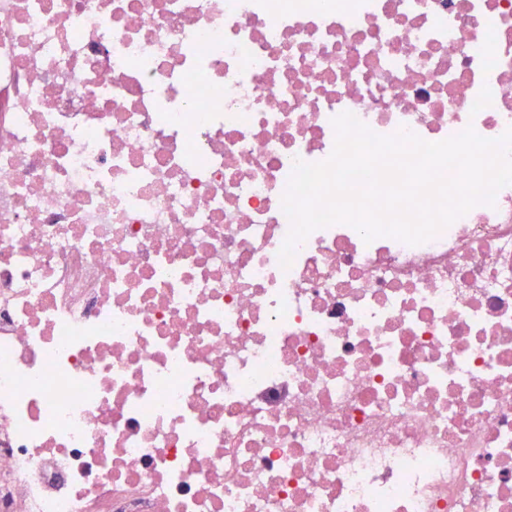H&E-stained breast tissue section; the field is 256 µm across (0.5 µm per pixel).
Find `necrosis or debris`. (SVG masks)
Here are the masks:
<instances>
[{
    "label": "necrosis or debris",
    "mask_w": 512,
    "mask_h": 512,
    "mask_svg": "<svg viewBox=\"0 0 512 512\" xmlns=\"http://www.w3.org/2000/svg\"><path fill=\"white\" fill-rule=\"evenodd\" d=\"M512 128V0H0V512H512V185L312 232L334 116Z\"/></svg>",
    "instance_id": "obj_1"
}]
</instances>
